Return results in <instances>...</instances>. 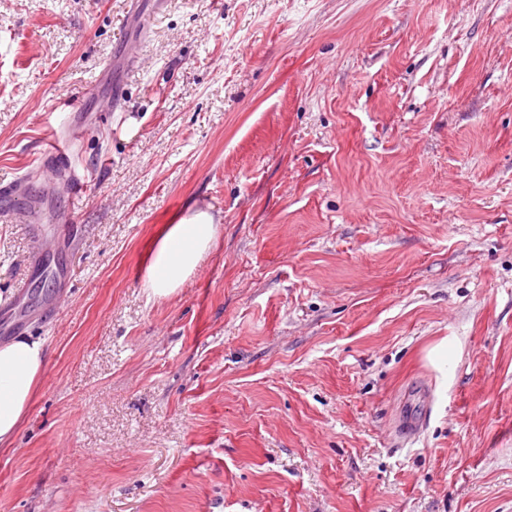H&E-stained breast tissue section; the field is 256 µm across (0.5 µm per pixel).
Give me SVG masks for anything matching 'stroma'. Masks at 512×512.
<instances>
[{"mask_svg":"<svg viewBox=\"0 0 512 512\" xmlns=\"http://www.w3.org/2000/svg\"><path fill=\"white\" fill-rule=\"evenodd\" d=\"M25 174L0 344L28 285L49 365L0 512H512V0H0ZM190 201L217 244L148 298Z\"/></svg>","mask_w":512,"mask_h":512,"instance_id":"1","label":"stroma"}]
</instances>
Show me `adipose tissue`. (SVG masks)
I'll return each mask as SVG.
<instances>
[{
    "mask_svg": "<svg viewBox=\"0 0 512 512\" xmlns=\"http://www.w3.org/2000/svg\"><path fill=\"white\" fill-rule=\"evenodd\" d=\"M218 226L209 210L189 205L151 240L143 284L151 296L167 298L197 270L214 247ZM48 361L47 339L21 336L0 346V446L12 445Z\"/></svg>",
    "mask_w": 512,
    "mask_h": 512,
    "instance_id": "obj_1",
    "label": "adipose tissue"
}]
</instances>
